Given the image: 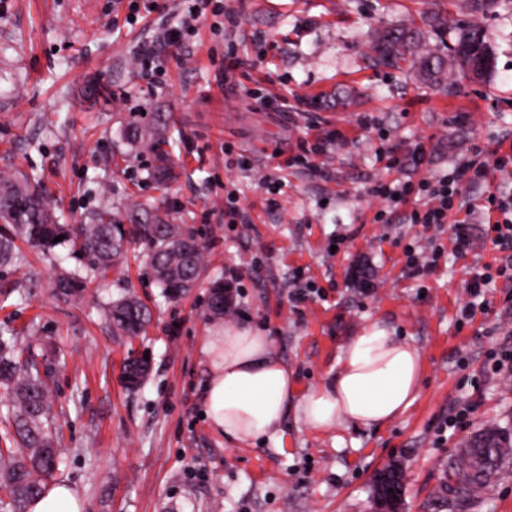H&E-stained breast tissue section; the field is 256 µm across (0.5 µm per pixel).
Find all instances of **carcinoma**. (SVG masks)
<instances>
[{
	"label": "carcinoma",
	"instance_id": "1",
	"mask_svg": "<svg viewBox=\"0 0 512 512\" xmlns=\"http://www.w3.org/2000/svg\"><path fill=\"white\" fill-rule=\"evenodd\" d=\"M469 42L492 55L485 31L477 24L454 28L453 45ZM421 31L414 26L383 30L372 45L374 59L389 66L410 64L428 79L441 83L446 66L443 57L420 49ZM168 120L157 117L148 125L126 126L131 148L153 157L148 176L159 185L177 180L172 159ZM57 236L71 244L77 257L87 260V272L103 276L119 266L129 245L147 248V259L161 295L174 300L187 294L197 283L205 266L204 247L194 231L169 222L166 207L136 202L121 220L101 208L80 224H59L42 187L30 177L14 172L0 175V268L16 263V241L50 254ZM86 277L80 271H66L54 282V295L77 302L85 292ZM106 322L116 336L136 337L146 332L152 312L133 295H124L101 306ZM151 360L131 353L124 360L121 378L127 389H139ZM39 355L23 348L16 336L0 332V386L10 396L0 435V512H26L59 471L61 457L58 431L53 427L54 403L50 374L41 368ZM508 439L488 429L466 444V451L448 465L445 489L459 497H471L476 485L495 474L506 460Z\"/></svg>",
	"mask_w": 512,
	"mask_h": 512
}]
</instances>
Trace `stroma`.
I'll return each instance as SVG.
<instances>
[{
	"label": "stroma",
	"mask_w": 512,
	"mask_h": 512,
	"mask_svg": "<svg viewBox=\"0 0 512 512\" xmlns=\"http://www.w3.org/2000/svg\"><path fill=\"white\" fill-rule=\"evenodd\" d=\"M156 3L130 23L127 0H0V172L41 179L64 224L104 201L120 214L130 200L166 197L207 260L196 288L174 301L162 297L139 246L123 273L89 280L78 304L50 293L59 268L81 266L69 247L50 259L24 249L21 264L0 274V328L37 344L52 368L60 480L78 488L89 512H376L372 478L397 462L402 512H512V458L482 497L439 492L470 436L512 435V379L492 372L494 354L512 347L507 289L487 288L474 321H458L473 274L499 252L483 240L480 214L461 255L449 227L410 222L412 204L374 222L385 204L367 193L380 179L439 177L475 152L512 149V5L482 20L491 73L443 90L366 56L376 32L422 25L430 9L453 26L473 21L463 0H227L239 27L224 33L206 14L180 50L162 37L184 16V0ZM144 43L159 47L149 69L135 62ZM230 50L256 66L224 81ZM266 92L287 98V111L263 109L255 96ZM162 113L182 132L181 176L164 190L147 179L149 156L128 155L123 139L128 123ZM312 116L339 138L314 164L288 165L313 137ZM419 141L427 157L416 170L405 158ZM390 149L401 160L392 170L378 159ZM267 175L285 183L274 207ZM229 192L249 223H226ZM339 236L344 245L330 253ZM434 240L444 248L438 266L412 274L405 246ZM218 279L234 293V315L220 321L207 312ZM127 288L152 311L146 339H116L100 316V304ZM372 323L423 355L419 397L401 418L314 431L291 412L277 439L243 448L208 427L199 351L208 331L260 330L304 393L335 373L347 340ZM131 350L152 359L136 392L119 378ZM466 405V425L445 429Z\"/></svg>",
	"instance_id": "obj_1"
}]
</instances>
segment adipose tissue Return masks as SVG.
I'll list each match as a JSON object with an SVG mask.
<instances>
[{
  "label": "adipose tissue",
  "mask_w": 512,
  "mask_h": 512,
  "mask_svg": "<svg viewBox=\"0 0 512 512\" xmlns=\"http://www.w3.org/2000/svg\"><path fill=\"white\" fill-rule=\"evenodd\" d=\"M200 353L208 369L203 414L214 432L236 445L275 437L291 411L316 431L390 423L415 402L423 374L420 351L376 323L345 344L326 384L304 394L268 337L251 327L210 332ZM27 512H88V503L73 485L57 482Z\"/></svg>",
  "instance_id": "obj_1"
}]
</instances>
